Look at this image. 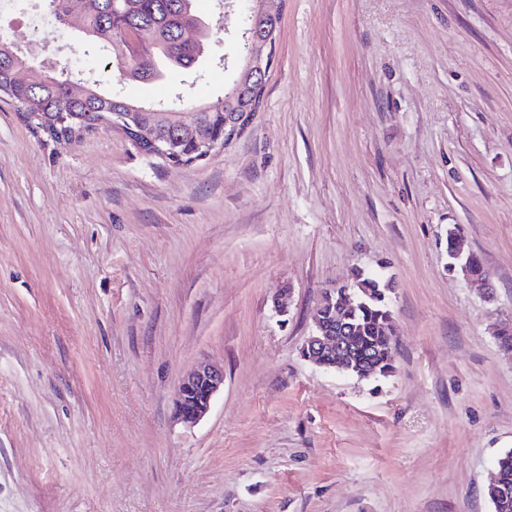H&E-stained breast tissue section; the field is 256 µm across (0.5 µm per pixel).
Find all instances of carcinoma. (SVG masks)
Returning a JSON list of instances; mask_svg holds the SVG:
<instances>
[{
	"label": "carcinoma",
	"instance_id": "obj_1",
	"mask_svg": "<svg viewBox=\"0 0 512 512\" xmlns=\"http://www.w3.org/2000/svg\"><path fill=\"white\" fill-rule=\"evenodd\" d=\"M54 14L63 20L73 12L82 15L81 32L94 46L106 49L116 62L128 61L125 71L133 78L159 79L169 71L202 77L205 47L180 41L182 26L199 19L195 0H132L125 7L122 0H48ZM241 24L254 27L257 34L280 32L281 19L255 14L251 8L241 13ZM137 29L142 40L152 46V56L146 60L129 61L120 27ZM79 71L66 74L48 73L30 65L18 46L8 38H0V94L3 103L15 112L25 111V102L33 97L39 101L41 125L51 128L66 116L73 117L68 125L80 130L95 126L103 115L118 117L127 112L144 113V128L149 133L173 137L186 134V121L199 128H217L224 116L248 108L253 79L242 69L224 95L215 102L187 108L180 92L154 104H139L122 94L101 89L98 80L88 78L86 90L80 96L68 94V81ZM393 285L378 275L358 271L349 285L331 290L317 311L325 324L336 322L337 306L348 295L356 308L347 313V336L351 344L343 356L346 372L355 377L366 373V380L390 376L394 369L395 340L392 326L390 295ZM497 480L486 488L493 512H512V450L502 454L495 466Z\"/></svg>",
	"mask_w": 512,
	"mask_h": 512
}]
</instances>
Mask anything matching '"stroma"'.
Here are the masks:
<instances>
[{"label": "stroma", "instance_id": "1", "mask_svg": "<svg viewBox=\"0 0 512 512\" xmlns=\"http://www.w3.org/2000/svg\"><path fill=\"white\" fill-rule=\"evenodd\" d=\"M197 8L203 103L234 77L238 14ZM0 28L111 85L46 0ZM452 227L493 297L449 272ZM357 270L395 283L378 382L301 355ZM508 321L512 0H285L261 111L188 166L106 126L44 146L0 107V512H493ZM203 360L224 388L189 428L176 393Z\"/></svg>", "mask_w": 512, "mask_h": 512}]
</instances>
